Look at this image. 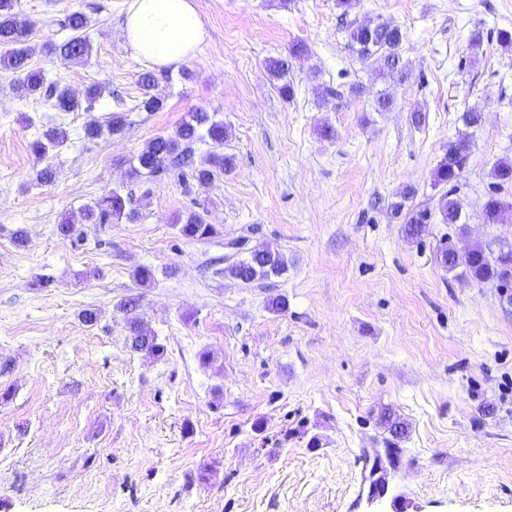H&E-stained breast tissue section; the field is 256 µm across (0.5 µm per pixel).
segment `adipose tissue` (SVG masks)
<instances>
[{
  "mask_svg": "<svg viewBox=\"0 0 512 512\" xmlns=\"http://www.w3.org/2000/svg\"><path fill=\"white\" fill-rule=\"evenodd\" d=\"M123 28L133 53L157 69L192 58L206 36L193 0H133Z\"/></svg>",
  "mask_w": 512,
  "mask_h": 512,
  "instance_id": "obj_1",
  "label": "adipose tissue"
}]
</instances>
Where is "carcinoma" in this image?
<instances>
[{
  "label": "carcinoma",
  "mask_w": 512,
  "mask_h": 512,
  "mask_svg": "<svg viewBox=\"0 0 512 512\" xmlns=\"http://www.w3.org/2000/svg\"><path fill=\"white\" fill-rule=\"evenodd\" d=\"M16 0H0V72L11 73L18 78L19 85L29 95H39L54 101L59 112H75L79 109L91 112L101 95L96 87L89 88L83 99L76 98L68 88L60 85L59 79L47 76L44 69L32 64L34 55H57L65 61L85 62L91 57L92 46L84 34L87 18L79 11H73L59 23L60 29L72 32L71 37L60 44L47 42L40 46L29 43L28 32L15 10ZM350 46L363 59L373 57L383 62L384 76L405 77L404 67L400 66L399 49L404 39L402 29L388 21L361 24L349 33ZM272 80L278 82L279 92L287 99L294 96V86L288 81V58L273 59L269 65ZM137 83L142 91L138 109L144 112H156L163 107V99L155 93L157 78L151 72L138 75ZM126 119L122 113H114L106 126L91 123L86 127L90 138L106 132L117 135L124 131ZM227 130L224 123L218 121L203 109L189 114L175 130L167 136H159L148 142L137 155V164L130 168V178L144 175L159 177L180 171L189 164L195 146L206 140L215 145L224 144ZM65 139V131L52 128L37 135L30 143L32 152L38 159H44ZM468 160V139L461 138L448 145V149L434 172L435 182L450 184L458 180ZM233 168V158L220 153H211L205 161L194 168L193 178L201 183L211 182L219 173ZM133 195L112 190L102 196L92 206L82 210L84 224H112L121 219L129 222L138 217V211L131 207ZM501 202L494 196L488 198L483 207L484 223L496 224L501 214ZM438 213L444 224H459L461 228L462 207L459 201L443 195L440 198ZM431 214L426 211L407 213L404 234L410 240H418L425 232ZM180 235L187 239H205L216 234L211 224H206L195 213L189 214L179 224ZM437 261L448 271L462 269L461 275L478 283H494L497 287L512 288V242L497 239L493 242L477 243L460 253L452 247L438 252ZM288 269V260L279 252L264 253L251 251L249 255L224 269V276L251 283L272 275L278 276ZM130 334L127 337L130 349L150 357L164 354L165 346L150 328L137 320L128 321Z\"/></svg>",
  "instance_id": "carcinoma-1"
}]
</instances>
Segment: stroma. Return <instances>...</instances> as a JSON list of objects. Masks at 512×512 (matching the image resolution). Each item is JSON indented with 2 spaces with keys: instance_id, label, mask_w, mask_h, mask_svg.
I'll return each mask as SVG.
<instances>
[{
  "instance_id": "obj_1",
  "label": "stroma",
  "mask_w": 512,
  "mask_h": 512,
  "mask_svg": "<svg viewBox=\"0 0 512 512\" xmlns=\"http://www.w3.org/2000/svg\"><path fill=\"white\" fill-rule=\"evenodd\" d=\"M131 2L17 6L35 45L86 15L89 61L33 63L76 96L102 94L94 111L59 112L0 73V512H512V304L436 260L445 245L512 240V183L493 175L512 161V48L497 41L512 0H194L206 37L157 71V112L136 108L147 64L124 37ZM380 20L405 34V81L349 46L350 26ZM294 41L308 52L290 62L287 100L267 64ZM198 108L228 136L197 144L195 162L217 150L233 169L207 185L130 179L145 145ZM469 109L482 114L470 131ZM115 112L128 115L122 135L85 136ZM52 126L67 139L37 160L33 134ZM464 135L459 179L435 183ZM408 185V211L433 213L415 242L390 213ZM112 190L133 193L135 222L59 234ZM447 192L466 231L435 215ZM491 195L505 204L496 224L482 217ZM192 212L216 234L181 236L175 220ZM235 239L283 253L287 272L225 278ZM130 296L163 357L129 349L117 306ZM386 409L400 437L380 425ZM387 448L398 463L372 502L365 458Z\"/></svg>"
}]
</instances>
